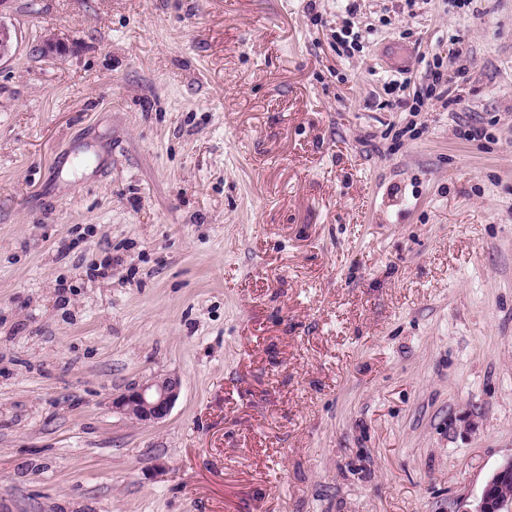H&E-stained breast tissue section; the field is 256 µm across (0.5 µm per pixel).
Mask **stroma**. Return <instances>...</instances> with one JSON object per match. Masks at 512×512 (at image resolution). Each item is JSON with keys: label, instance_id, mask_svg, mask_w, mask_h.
<instances>
[{"label": "stroma", "instance_id": "stroma-1", "mask_svg": "<svg viewBox=\"0 0 512 512\" xmlns=\"http://www.w3.org/2000/svg\"><path fill=\"white\" fill-rule=\"evenodd\" d=\"M0 22V512H469L512 458V0ZM436 66L464 106L409 116ZM180 386L177 376H155L113 397L112 408L137 423H154L170 413Z\"/></svg>", "mask_w": 512, "mask_h": 512}]
</instances>
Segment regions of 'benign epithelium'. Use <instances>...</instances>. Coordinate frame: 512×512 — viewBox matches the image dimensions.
Returning a JSON list of instances; mask_svg holds the SVG:
<instances>
[{"instance_id":"1","label":"benign epithelium","mask_w":512,"mask_h":512,"mask_svg":"<svg viewBox=\"0 0 512 512\" xmlns=\"http://www.w3.org/2000/svg\"><path fill=\"white\" fill-rule=\"evenodd\" d=\"M14 47L11 29L0 23V61L9 57ZM176 376H155L137 383L113 397L112 408L137 423H154L167 417L180 392ZM512 459L499 467L487 480L481 497L467 512H512Z\"/></svg>"}]
</instances>
